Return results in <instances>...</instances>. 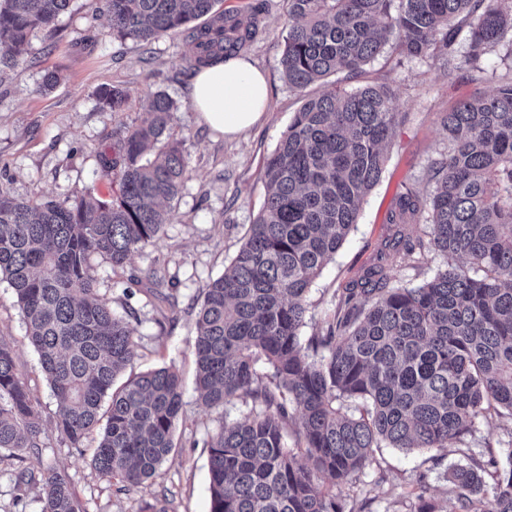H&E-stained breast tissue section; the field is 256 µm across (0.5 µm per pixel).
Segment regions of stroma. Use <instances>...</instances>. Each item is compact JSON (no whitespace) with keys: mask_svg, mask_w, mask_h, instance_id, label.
Masks as SVG:
<instances>
[{"mask_svg":"<svg viewBox=\"0 0 512 512\" xmlns=\"http://www.w3.org/2000/svg\"><path fill=\"white\" fill-rule=\"evenodd\" d=\"M258 32L243 55L263 71L268 100L263 119L227 138L210 129L189 97L195 49L182 32L150 44L120 42L110 35L100 0H73L54 27L31 36L16 63L0 64V187L20 200L47 201L64 195L111 199L118 173L103 175L99 154L145 117V101L162 92L178 106L170 132L183 143L190 178L167 206L168 222L156 244L132 255L123 269L108 259L90 260V273L101 297L116 314H129L137 356L127 368L134 376L167 366L182 377L183 414L175 433L176 451L159 475L124 493L101 479L88 456L69 448L56 428V402L29 344L21 310L7 282L0 281V336L13 346L17 369L39 402L43 446L27 454L23 468L41 474L65 471L85 512H210L208 450L203 441L220 419H239L242 402L218 411L204 406L195 390L194 324L205 285L220 276L244 242L245 232L262 207L265 158L275 149L305 96L330 90L332 79L306 92L289 87L281 59L288 30L287 0H263ZM58 75L44 90L45 74ZM512 77V54L499 46L480 70H447L436 59H406L385 50L352 79V86L382 85L395 96L400 120L386 147L387 161L377 184L365 197L355 227L334 260L314 278L308 292L309 315L303 336L316 333L332 301L377 261L393 232L392 212L406 191L431 194L432 167L448 152L445 113L459 102L493 92ZM125 89L119 111L103 108L101 87ZM507 419L481 421L469 440L470 452L506 464L512 454L504 443ZM455 450L442 457L414 450L384 448L357 480L343 485L350 512H410L419 481L451 512L446 472L461 464Z\"/></svg>","mask_w":512,"mask_h":512,"instance_id":"obj_1","label":"stroma"}]
</instances>
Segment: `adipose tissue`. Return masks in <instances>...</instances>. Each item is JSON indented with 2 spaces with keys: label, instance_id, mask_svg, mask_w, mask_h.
<instances>
[{
  "label": "adipose tissue",
  "instance_id": "obj_1",
  "mask_svg": "<svg viewBox=\"0 0 512 512\" xmlns=\"http://www.w3.org/2000/svg\"><path fill=\"white\" fill-rule=\"evenodd\" d=\"M189 96L208 126L234 137L264 116L267 81L251 62L232 57L200 67Z\"/></svg>",
  "mask_w": 512,
  "mask_h": 512
}]
</instances>
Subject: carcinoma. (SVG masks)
Returning a JSON list of instances; mask_svg holds the SVG:
<instances>
[{
  "label": "carcinoma",
  "instance_id": "obj_1",
  "mask_svg": "<svg viewBox=\"0 0 512 512\" xmlns=\"http://www.w3.org/2000/svg\"><path fill=\"white\" fill-rule=\"evenodd\" d=\"M101 2L113 39L149 43L183 31L197 68L236 55L256 34L255 16L215 14L216 0ZM71 3L0 0V52L20 57ZM288 3L282 67L298 91L358 73L388 44L402 58L445 65L461 38L469 64L512 48V10L491 0ZM127 97L117 87L98 92L111 110ZM175 109L164 94L148 98L143 123L102 156L103 173L121 172L110 201L24 202L0 188V280L56 398L57 429L69 447L92 450L95 472L121 491L158 476L175 448L184 392L169 367L115 385L137 356L134 328L98 294L90 259L122 268L161 238L163 204L189 174L182 143L170 139ZM398 119L382 87L332 89L305 99L266 159L263 205L224 273L206 285L195 321L201 401L247 407L204 441L210 512H347L318 475L347 484L381 448L461 453L480 419L512 417V79L448 111L450 147L434 194L401 195L378 262L335 296L317 333L301 335L309 287L357 223ZM422 211L426 243L406 221ZM427 246L444 267L416 288L392 285L393 267H418ZM40 447L38 403L0 336V464ZM466 458L446 476L459 512H512V455L503 470L494 459ZM15 483L37 486L41 512H83L55 468L39 477L19 470ZM411 512L440 510L423 487Z\"/></svg>",
  "mask_w": 512,
  "mask_h": 512
}]
</instances>
